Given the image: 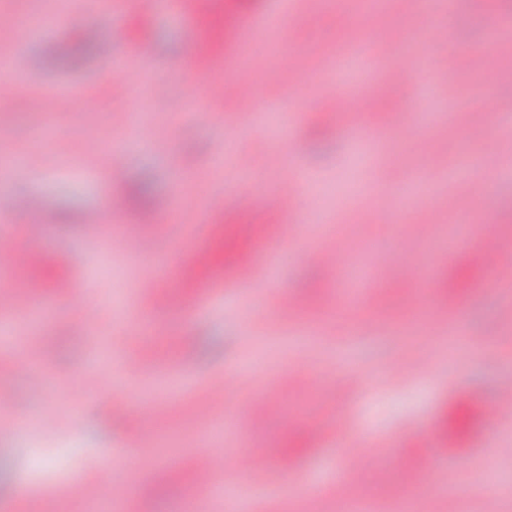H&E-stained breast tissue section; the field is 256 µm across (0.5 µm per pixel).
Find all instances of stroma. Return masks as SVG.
Wrapping results in <instances>:
<instances>
[{
	"label": "stroma",
	"mask_w": 512,
	"mask_h": 512,
	"mask_svg": "<svg viewBox=\"0 0 512 512\" xmlns=\"http://www.w3.org/2000/svg\"><path fill=\"white\" fill-rule=\"evenodd\" d=\"M277 0H222L209 15L179 6L145 15L136 0H118L116 12L99 0L77 6L47 39L19 32L14 50L28 61L17 77L12 108L0 116V161L37 164L0 181V199L13 214H26L31 198L42 204L29 223L13 224L17 244L0 290L19 287L25 259L38 251L62 271L76 292H58L47 282L39 298L47 317L37 333L21 332L22 344L39 346L32 370L23 355L0 358V390L7 391L22 428L0 431V512H36L38 495L17 498L15 484L27 479L54 490L55 512H95L110 499L112 512H226L221 483L238 475L245 454L265 455L252 481L257 486L248 512H304L305 495L289 496L295 470L318 484L316 512H342L352 494L370 499L376 512H512V485L489 492V470L512 475V455L492 446L512 447V422L491 427V406L500 385L512 381V302L501 290L512 280V257H495L451 296L440 283L464 259L465 243L486 231L512 240V112L500 111L498 92L512 82V55L473 69L467 53L489 43L512 44V11L492 9L481 0H451L437 11L435 0H385L383 8L359 15L352 0H324L320 7L300 0L283 31L254 44L249 78L261 112L280 115L278 124H255L234 102L200 103L206 86L238 77L224 50L201 58L209 29L232 39V23L247 10H271ZM440 12L446 44L434 48L429 76L411 71L390 77L381 71L368 88L377 97L391 83L397 106L383 118L326 96L319 72L336 42H371L382 29L409 34ZM335 41H327L326 32ZM147 59L156 78L117 76L98 51ZM307 60L296 69L295 57ZM82 93L91 104L80 112L58 107L51 114L32 108L47 91ZM150 119L128 133L126 117L138 105ZM486 113L478 121V113ZM379 132L390 150L380 166L352 162L348 139L353 126ZM496 141L497 152L487 150ZM433 161L440 176L425 188L422 204L431 209V229L405 215L402 197L409 174ZM478 175L459 209L437 208L439 196L460 170ZM145 185V202L117 210L114 195ZM187 204L165 209L175 189ZM223 196L224 208L206 209ZM499 224L486 226V211ZM105 219L101 239L83 234L88 214ZM27 215V214H26ZM136 224L144 252L131 254L120 229ZM296 238L273 283L241 286L238 264L263 262L278 225ZM324 249L344 254L360 250L362 262L389 260L397 269L374 287L375 303L342 299L339 283L310 253L314 238ZM412 246L423 279L418 310L406 307L413 289L403 269L405 246ZM211 257L195 262L197 252ZM160 285L140 286L149 272ZM209 295L208 310L189 305ZM303 300L302 309L281 315L280 302ZM99 311L95 324L83 317L85 305ZM155 320L152 334L143 317ZM362 327L351 338V324ZM304 327L305 365L292 362L295 345L288 332ZM110 359H139L131 375L119 367L93 365L100 350ZM425 358L429 375L412 369L392 372L400 360ZM330 367L339 382L333 404L311 384V373ZM96 373L98 394L75 403L74 381ZM240 384L236 396L269 395L272 412L261 421L248 417L224 423V399L214 388L226 374ZM482 411L466 431L461 455L449 453L442 435L444 412L468 399ZM161 408L147 415L142 400ZM79 405L71 418L67 407ZM60 420L56 444L65 460L42 450V414ZM371 437L364 465L343 464L337 429ZM316 430L313 450L291 464L273 456L301 430ZM222 449L210 483L195 472L214 449ZM122 460L126 491L107 496L98 479L102 462ZM87 492L70 493L73 478Z\"/></svg>",
	"instance_id": "1"
}]
</instances>
